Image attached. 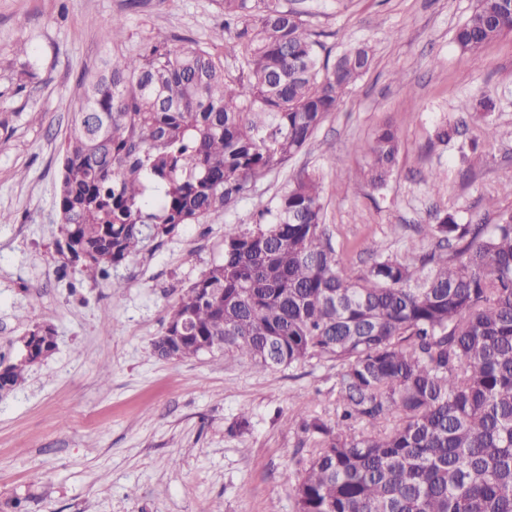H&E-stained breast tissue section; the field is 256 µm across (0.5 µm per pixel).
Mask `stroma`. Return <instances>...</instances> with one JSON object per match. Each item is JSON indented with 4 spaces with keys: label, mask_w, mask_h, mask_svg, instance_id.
<instances>
[{
    "label": "stroma",
    "mask_w": 512,
    "mask_h": 512,
    "mask_svg": "<svg viewBox=\"0 0 512 512\" xmlns=\"http://www.w3.org/2000/svg\"><path fill=\"white\" fill-rule=\"evenodd\" d=\"M329 57L365 44L369 71L311 143L256 182L232 210L179 227L91 281L57 252L61 147L78 83L113 51L136 56L158 38L206 46L222 0H0V362L20 336L53 325L57 349L0 399V512H296L294 487L315 443L296 425L336 408V366L250 371L240 356L159 358L152 346L183 292L224 251L226 225L253 227L290 179L322 178L339 260L374 247L401 258L432 249L418 227L435 211L463 224L512 209V33L461 52L455 29L478 0H284ZM116 45L101 38L113 18ZM497 101L493 134L468 117ZM460 123L439 143L438 126ZM400 132L382 187L352 145L380 125ZM484 142L471 155L470 141ZM248 417L250 427L235 425Z\"/></svg>",
    "instance_id": "35a3bbf8"
}]
</instances>
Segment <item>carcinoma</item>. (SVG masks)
<instances>
[{"mask_svg": "<svg viewBox=\"0 0 512 512\" xmlns=\"http://www.w3.org/2000/svg\"><path fill=\"white\" fill-rule=\"evenodd\" d=\"M222 42L244 21V77L209 47L164 40L115 54L84 78L63 151L58 250L87 277L148 242L233 208L294 157L373 61L367 45L334 62L282 0H223ZM512 33L508 0H478L455 32L465 52ZM496 100L471 117L486 125ZM385 126L355 145L382 186L399 149ZM434 248L400 260L373 248L340 264L323 224L322 183L304 173L253 228L226 225L224 253L179 298L164 359L220 351L249 368L334 361L336 417L303 419L317 444L294 488L296 512H512V210L494 224L435 214ZM24 361L0 368V398L57 349L56 331L21 338ZM365 421L384 428L357 431Z\"/></svg>", "mask_w": 512, "mask_h": 512, "instance_id": "obj_1", "label": "carcinoma"}]
</instances>
